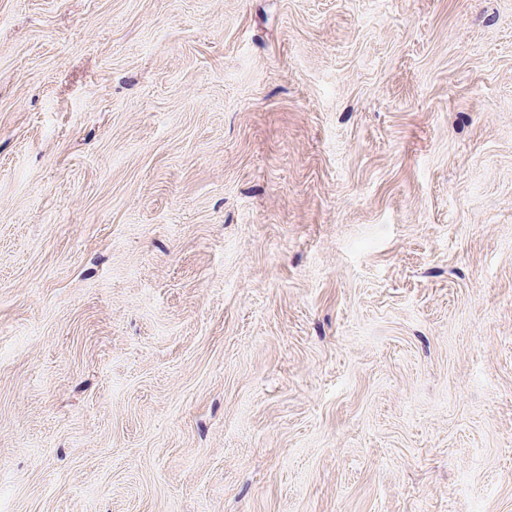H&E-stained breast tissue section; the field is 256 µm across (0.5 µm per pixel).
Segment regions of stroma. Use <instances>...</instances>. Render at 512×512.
<instances>
[{
	"mask_svg": "<svg viewBox=\"0 0 512 512\" xmlns=\"http://www.w3.org/2000/svg\"><path fill=\"white\" fill-rule=\"evenodd\" d=\"M0 512H512V0H0Z\"/></svg>",
	"mask_w": 512,
	"mask_h": 512,
	"instance_id": "obj_1",
	"label": "stroma"
}]
</instances>
